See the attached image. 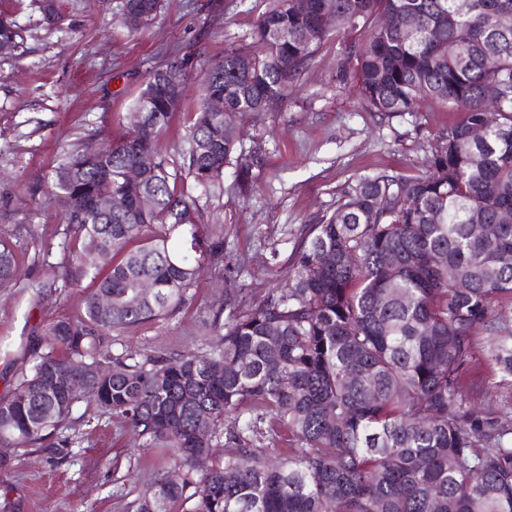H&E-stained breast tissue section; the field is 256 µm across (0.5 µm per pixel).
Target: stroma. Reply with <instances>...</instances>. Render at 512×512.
I'll use <instances>...</instances> for the list:
<instances>
[{
	"instance_id": "1",
	"label": "stroma",
	"mask_w": 512,
	"mask_h": 512,
	"mask_svg": "<svg viewBox=\"0 0 512 512\" xmlns=\"http://www.w3.org/2000/svg\"><path fill=\"white\" fill-rule=\"evenodd\" d=\"M123 0H60L63 19L47 24L39 0H0V16L22 42L0 52V225L18 238L21 276L0 287V392L28 368L34 333L75 316L89 283L48 292L31 303V285L59 275L61 221L52 196L31 202L24 184L44 181L76 144L119 139L148 80L173 56L194 53L188 93L161 135L156 152L180 161L201 80L231 44L249 43L267 0H163L156 17L131 33L119 19ZM343 40L321 48L287 101L275 112L236 121L239 147L261 146L263 163L252 187H239L226 167L220 189L198 193L204 239L222 238L224 258L205 263L193 299L171 316L113 332L115 346L173 355L199 348L212 305L236 290L243 301L287 284L301 238L330 215L344 189L379 172L418 174L440 131L462 115L433 99L417 111L386 116L364 111L354 83L338 81ZM34 236H27L28 226ZM487 334L475 335L481 389L479 407L512 405V377L486 359ZM79 446L27 453L0 444V512H125L128 499L163 465L156 451L140 450L136 435L110 416L87 409Z\"/></svg>"
}]
</instances>
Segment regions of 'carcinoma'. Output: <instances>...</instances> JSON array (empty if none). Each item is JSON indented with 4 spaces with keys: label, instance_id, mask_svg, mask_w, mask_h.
<instances>
[{
    "label": "carcinoma",
    "instance_id": "carcinoma-1",
    "mask_svg": "<svg viewBox=\"0 0 512 512\" xmlns=\"http://www.w3.org/2000/svg\"><path fill=\"white\" fill-rule=\"evenodd\" d=\"M161 2L125 0L123 12L146 25ZM357 29L339 79L356 84L366 111L415 112L433 98L463 120L439 134L419 174L347 186L297 246L288 287L244 305L225 295L206 350L113 351L112 332L184 307L205 259L224 257V241L201 243L180 171L209 193L233 164L249 189L260 158L236 154L240 110L273 111L327 41ZM154 76L136 103L140 126L106 151L80 143L52 173L64 285L96 286L76 316L40 332L32 364L0 395V443L71 447L87 401L141 449L169 452L126 512H512V410L463 396L478 328L489 360L512 375V323L495 305L512 299V263H502L512 256V0H308L303 11L270 0L251 42L207 68L180 168L155 152L181 102L146 99ZM216 93L224 111L209 112ZM143 154L154 166L128 181ZM113 196L122 209L97 208ZM474 224L498 232L478 237ZM18 276L16 244L0 237V284ZM145 280L150 296L139 295ZM281 426L288 453L257 445ZM221 442L223 464L198 469Z\"/></svg>",
    "mask_w": 512,
    "mask_h": 512
}]
</instances>
